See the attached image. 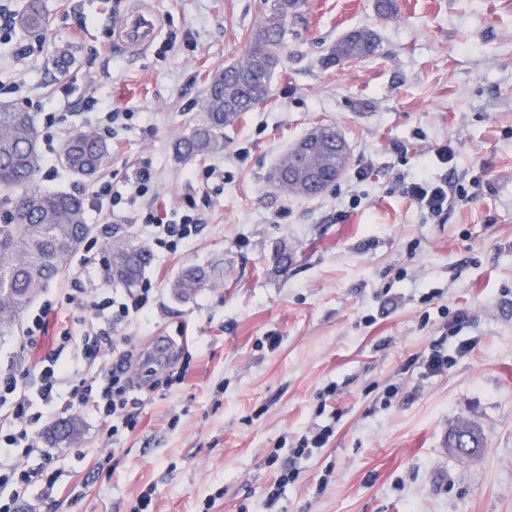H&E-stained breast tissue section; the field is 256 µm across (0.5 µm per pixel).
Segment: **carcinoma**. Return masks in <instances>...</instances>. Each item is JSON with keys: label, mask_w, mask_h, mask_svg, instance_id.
<instances>
[{"label": "carcinoma", "mask_w": 512, "mask_h": 512, "mask_svg": "<svg viewBox=\"0 0 512 512\" xmlns=\"http://www.w3.org/2000/svg\"><path fill=\"white\" fill-rule=\"evenodd\" d=\"M301 0H272L264 21L257 27L244 59L226 67L230 77L215 73L207 79L204 121L179 139L175 154L183 160L203 158L224 149V130L267 102L271 80L281 61L288 16ZM46 17L41 0H26L16 25L33 33L43 29ZM381 41L371 28L349 30L323 58L326 66L340 61L357 62L380 53ZM321 130L310 152L302 156L304 172L320 181L331 180L344 170L349 156L336 147V135ZM110 153L109 144L91 128L79 129L65 142L61 163L71 174L93 178ZM292 153L270 175L285 194L302 195L308 182L285 187ZM41 168L39 132L32 113L0 105V197L11 201L0 224V328L14 325L35 296L68 268L73 254L88 238L84 200L67 192L30 190ZM112 275L131 287L137 284L151 261L143 248L130 243L111 248ZM224 282V264L191 265L173 282L176 295L190 297L206 287Z\"/></svg>", "instance_id": "cac0c4a2"}]
</instances>
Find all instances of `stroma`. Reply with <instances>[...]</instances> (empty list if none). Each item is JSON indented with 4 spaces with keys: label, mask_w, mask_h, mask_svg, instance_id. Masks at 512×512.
I'll use <instances>...</instances> for the list:
<instances>
[{
    "label": "stroma",
    "mask_w": 512,
    "mask_h": 512,
    "mask_svg": "<svg viewBox=\"0 0 512 512\" xmlns=\"http://www.w3.org/2000/svg\"><path fill=\"white\" fill-rule=\"evenodd\" d=\"M150 2L163 53L132 55L112 36L138 0H43L39 35L0 39V104L33 113L39 131L34 188L86 198L94 229L121 224L103 248L149 250L143 276L160 310L128 331L139 347L165 336L192 356L181 386L161 374L135 389L139 423L119 440L95 413H75L76 437L48 449L73 501L35 485L20 512H132L149 487L155 512H512V0H398L387 18L375 0H303L268 101L225 130L223 151L187 162L173 146L203 119L207 76L242 60L271 0ZM354 27L379 34V56L324 67ZM65 45L78 54L62 70ZM111 109L133 118L106 132L103 169L90 181L64 171L67 138ZM321 124L349 144L347 170L317 196L280 193L269 170ZM144 161L146 195L90 204ZM421 172L466 199L422 211L406 194ZM190 197L202 233L174 252L154 247L146 213H182ZM212 259L223 285L176 298L180 271ZM73 312L49 314L32 348L18 327L0 329V366L20 355L34 365ZM438 342L450 364L432 374ZM331 421L326 447L267 508L268 454ZM466 425L484 436L479 456L448 448ZM106 446L114 457L99 472Z\"/></svg>",
    "instance_id": "obj_1"
}]
</instances>
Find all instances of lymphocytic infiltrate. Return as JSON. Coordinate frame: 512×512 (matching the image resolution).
<instances>
[{"label":"lymphocytic infiltrate","instance_id":"f902f5d3","mask_svg":"<svg viewBox=\"0 0 512 512\" xmlns=\"http://www.w3.org/2000/svg\"><path fill=\"white\" fill-rule=\"evenodd\" d=\"M408 195L421 209L435 214L461 201L462 196L447 182L433 183L418 177L407 188ZM146 228L155 246L169 251L197 237L199 220L191 213L179 219L161 214L146 218ZM112 278L111 267L100 258L96 244H89L81 262L69 277L64 298L80 310L73 324H61L52 349L40 357L33 368L14 364L0 371V409L8 427L0 432V444L7 456H0V512H18L27 486L41 481L42 493L57 496L53 479L30 467L31 457H46L38 432L43 411L67 413L74 405L92 408L107 426L109 438H117L123 429L136 426L137 415L131 412V392L136 385L134 364L141 358L134 337L127 329L131 324H149L153 317L154 291L150 283L112 298L104 286ZM335 432L325 425L309 432L293 448L287 460L271 454L270 462L281 465L279 485L299 476V459L325 447Z\"/></svg>","mask_w":512,"mask_h":512}]
</instances>
